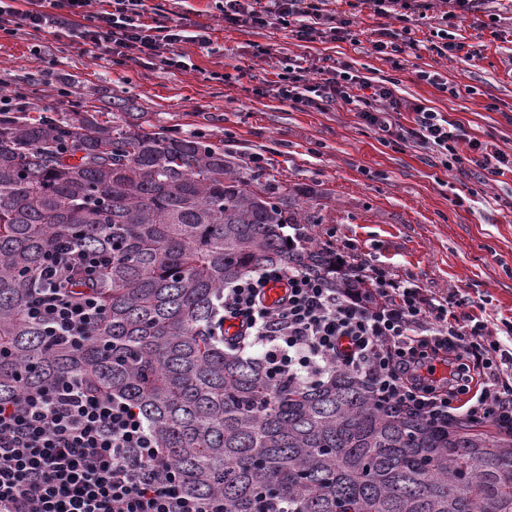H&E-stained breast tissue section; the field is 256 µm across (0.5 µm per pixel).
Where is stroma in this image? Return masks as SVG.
<instances>
[{
	"mask_svg": "<svg viewBox=\"0 0 512 512\" xmlns=\"http://www.w3.org/2000/svg\"><path fill=\"white\" fill-rule=\"evenodd\" d=\"M146 24L175 19L207 27L211 44L181 46L184 70H145L96 60L65 33L0 31V94L28 118L79 110L116 129L195 133L223 147L245 177L276 179L311 189L310 204L325 221L308 232L318 244H352L359 258L392 277L453 293L456 316L487 319L498 331L512 324V174L489 181L470 167H443L433 154L383 138L356 110L301 111L271 92L281 57L329 56L372 77L398 78L408 104L426 103L460 121L469 135L512 150V0H485L479 12L448 31L467 45L438 61L427 45L437 20L411 33L418 47L402 69L376 54L388 19L370 6L355 9L354 41L300 42L287 30L226 27L221 0H146ZM271 47L274 59L253 54ZM439 72L448 91L420 81ZM236 75L234 83L221 73Z\"/></svg>",
	"mask_w": 512,
	"mask_h": 512,
	"instance_id": "stroma-1",
	"label": "stroma"
}]
</instances>
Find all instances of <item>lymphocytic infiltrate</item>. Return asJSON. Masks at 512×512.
Instances as JSON below:
<instances>
[{
    "label": "lymphocytic infiltrate",
    "instance_id": "obj_1",
    "mask_svg": "<svg viewBox=\"0 0 512 512\" xmlns=\"http://www.w3.org/2000/svg\"><path fill=\"white\" fill-rule=\"evenodd\" d=\"M0 0V31L24 27L41 33L71 32L92 58L143 68L185 69L181 44L207 48L206 28L180 21L157 28L143 21L145 0H112L93 12L91 0H48L19 9ZM329 0H224L228 27L278 26L293 38L345 42L353 20L330 13ZM375 13L398 22L373 41L375 53L399 64L414 48L410 33L426 18L432 0H371ZM277 98L299 110L361 104L366 126L432 151L438 158H466L470 167L498 177L512 173V152L489 146L422 103L410 125L392 121L399 111L398 82L372 80L332 57L286 60L274 82ZM352 247L336 252L337 268L365 281V288L336 290L296 266L274 265L224 290L222 317L237 325L230 345H262L272 370L318 381L344 370L364 378L385 401L445 428L463 383H477L466 415L512 430V345L487 321L464 323L449 312L450 297L392 278L385 269L352 263ZM283 293L267 303L270 285ZM102 310L90 296L58 288L38 292L29 316L46 322L56 341L74 343ZM0 512H224V501L204 502L184 492L168 455L157 448L140 415L124 398L87 388L74 377L38 390H23L0 404Z\"/></svg>",
    "mask_w": 512,
    "mask_h": 512
}]
</instances>
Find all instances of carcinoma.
Masks as SVG:
<instances>
[{
	"mask_svg": "<svg viewBox=\"0 0 512 512\" xmlns=\"http://www.w3.org/2000/svg\"><path fill=\"white\" fill-rule=\"evenodd\" d=\"M309 198L193 134L0 113V403L74 376L123 397L224 512H512V432L437 429L353 374L297 383L224 345V287L268 264L367 287L335 251L288 244L287 225L323 221ZM63 247L101 257L53 284L102 306L79 346L26 315Z\"/></svg>",
	"mask_w": 512,
	"mask_h": 512,
	"instance_id": "cac0c4a2",
	"label": "carcinoma"
}]
</instances>
